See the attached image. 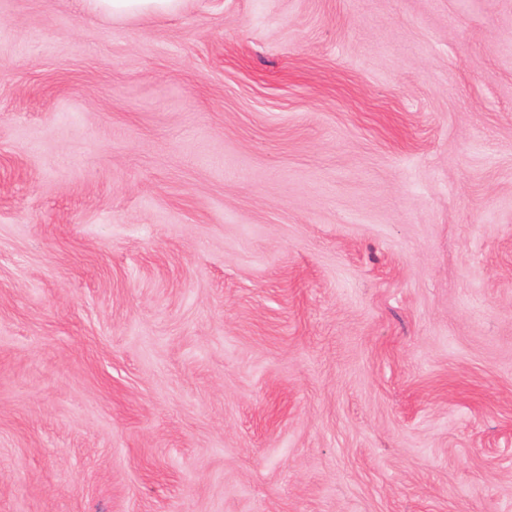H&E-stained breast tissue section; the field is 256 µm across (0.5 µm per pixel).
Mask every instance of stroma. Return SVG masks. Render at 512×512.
Listing matches in <instances>:
<instances>
[{
    "label": "stroma",
    "instance_id": "obj_1",
    "mask_svg": "<svg viewBox=\"0 0 512 512\" xmlns=\"http://www.w3.org/2000/svg\"><path fill=\"white\" fill-rule=\"evenodd\" d=\"M0 512H512V0H0ZM89 8L109 18L167 15L179 10L183 0H86Z\"/></svg>",
    "mask_w": 512,
    "mask_h": 512
}]
</instances>
